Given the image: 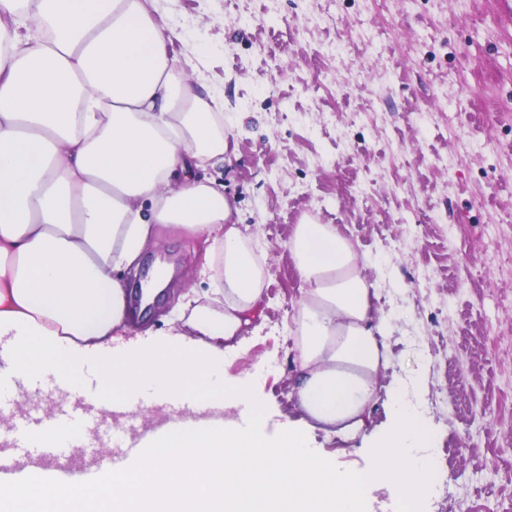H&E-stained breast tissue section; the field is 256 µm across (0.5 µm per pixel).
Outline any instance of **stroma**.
Returning <instances> with one entry per match:
<instances>
[{
  "instance_id": "stroma-1",
  "label": "stroma",
  "mask_w": 512,
  "mask_h": 512,
  "mask_svg": "<svg viewBox=\"0 0 512 512\" xmlns=\"http://www.w3.org/2000/svg\"><path fill=\"white\" fill-rule=\"evenodd\" d=\"M224 97L223 165L264 266V292L223 377L263 402L277 438L288 399L300 278L296 224L335 225L369 261L391 325L382 383L435 438L451 501L428 484L414 512H512V0H149ZM341 45L342 54L328 53ZM465 225V244L448 237ZM204 247L163 226L142 264L172 277L141 321L206 287ZM335 472L366 465L361 438L300 428Z\"/></svg>"
}]
</instances>
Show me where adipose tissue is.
Masks as SVG:
<instances>
[{
	"label": "adipose tissue",
	"mask_w": 512,
	"mask_h": 512,
	"mask_svg": "<svg viewBox=\"0 0 512 512\" xmlns=\"http://www.w3.org/2000/svg\"><path fill=\"white\" fill-rule=\"evenodd\" d=\"M146 0H0V350L16 372L75 381L98 362L105 393L150 383L178 399L223 364L263 293V267L223 190L224 99L194 90ZM202 241L210 283L182 295L161 337L112 356L134 326L124 272L157 228ZM303 284L291 397L307 425L344 441L387 393L391 425L368 467L338 474L288 430L260 429L262 404L233 380L240 422L165 427L150 454L103 491L38 467L0 480V512H361L385 476L402 512L429 484L431 434L383 390L391 326L351 242L330 224L289 242Z\"/></svg>",
	"instance_id": "obj_1"
}]
</instances>
